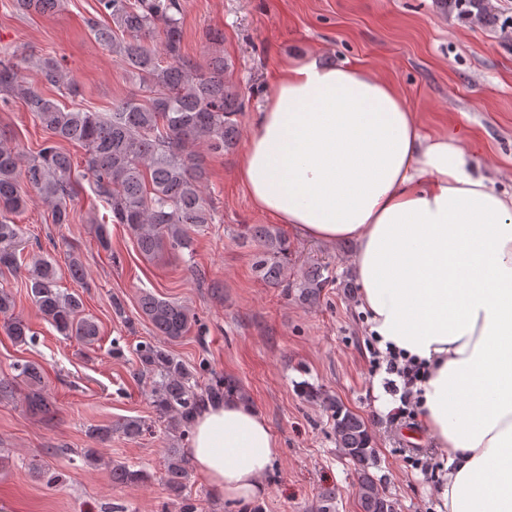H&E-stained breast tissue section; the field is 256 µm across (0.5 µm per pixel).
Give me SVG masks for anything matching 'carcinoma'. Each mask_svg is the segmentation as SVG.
Here are the masks:
<instances>
[{
    "mask_svg": "<svg viewBox=\"0 0 512 512\" xmlns=\"http://www.w3.org/2000/svg\"><path fill=\"white\" fill-rule=\"evenodd\" d=\"M60 2L3 0L0 6L22 15L48 14ZM454 3L463 16L472 12L491 16L490 0ZM95 12L86 20L90 34L138 80L142 93L140 99L134 96L112 104V111L104 115L63 105L29 82L28 69L33 67L41 82L57 88L61 96H76V84L56 57L45 55L34 61L15 47L0 50V101L7 105L20 100L49 134L37 155L24 164L0 132V269L21 266L18 251L24 236L13 216L40 202L50 207L52 223L69 224L70 200L85 182L107 204L111 223L125 225L140 253L149 259L192 249L191 229L212 223V209L204 196L201 151L233 149L238 141L236 116L245 109L244 98L226 77L231 62L224 57V32H208L213 51L200 65L182 53L180 0H96ZM100 16L112 25L98 21ZM65 143L85 148L83 169L74 168ZM243 237L258 244L255 264L262 280L275 288H290L285 235L270 225L251 224L244 226ZM67 268L74 282L84 283L86 270L80 255L70 254ZM26 279L33 305L59 333L88 345L98 340L97 321L84 313L79 294L61 290L60 274L52 261L34 260ZM332 281L327 265L313 266L298 284L299 297L315 301ZM139 307L160 336L157 341L139 342L135 349L137 378L148 381L150 401L159 418L174 429L187 428L206 403L231 396L247 398L236 378L216 373L205 359L191 372L162 345L164 340L183 338L198 324L189 307L150 292L142 294ZM14 308L12 293L1 286L0 315L7 318L8 335L25 344L32 332L14 316ZM14 369L28 383L29 407L48 411L42 366L26 361ZM305 393L331 413L336 444L356 466L360 512H394L393 501L370 473L375 455L367 422L332 396L311 387ZM146 431L144 421L126 418L93 428L90 434L104 440L118 432L135 439ZM189 466L185 454L171 449L164 482L179 512H196V505L183 495ZM149 477L142 469L112 467L116 483L138 484Z\"/></svg>",
    "mask_w": 512,
    "mask_h": 512,
    "instance_id": "obj_1",
    "label": "carcinoma"
}]
</instances>
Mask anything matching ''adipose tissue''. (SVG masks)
<instances>
[{
	"mask_svg": "<svg viewBox=\"0 0 512 512\" xmlns=\"http://www.w3.org/2000/svg\"><path fill=\"white\" fill-rule=\"evenodd\" d=\"M236 177L299 237L355 243L369 333L429 367L418 416L449 463L445 512H512V195L370 69L315 55L265 97ZM278 451L242 399L191 422L187 453L225 498L261 495Z\"/></svg>",
	"mask_w": 512,
	"mask_h": 512,
	"instance_id": "obj_1",
	"label": "adipose tissue"
}]
</instances>
